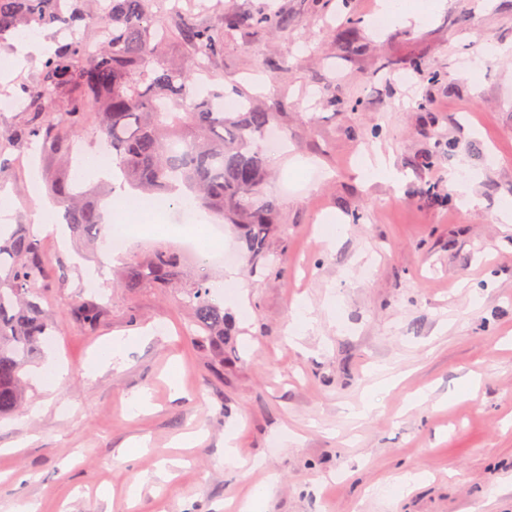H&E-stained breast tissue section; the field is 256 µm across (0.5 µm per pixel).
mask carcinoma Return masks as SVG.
Returning <instances> with one entry per match:
<instances>
[{
	"label": "carcinoma",
	"mask_w": 512,
	"mask_h": 512,
	"mask_svg": "<svg viewBox=\"0 0 512 512\" xmlns=\"http://www.w3.org/2000/svg\"><path fill=\"white\" fill-rule=\"evenodd\" d=\"M154 0H0V40L33 26H58L68 36L42 62L37 80L20 84L15 100L27 113L12 139L35 143L42 154L64 163L85 122L86 107L98 115V135L125 180L144 193L170 196L182 209L219 215L245 241L248 257L267 255L268 230L276 207L261 199L268 171L265 141L274 113L240 103L224 111L225 93L201 87L198 63H209L224 47V27L185 18L174 28L158 25ZM253 26L283 31L284 14L251 18ZM184 49L180 62L163 56L166 40ZM75 236L108 238L105 202L86 199L63 174L47 180ZM182 260L157 249L132 259L122 286L151 281L175 287L179 303L192 311L195 342L224 362L229 322L213 300L205 277L181 287ZM46 287L42 243L28 224L0 230V417L15 413L25 396L23 370L51 336L52 324L34 301ZM73 319L93 331L102 310L92 299L77 304Z\"/></svg>",
	"instance_id": "carcinoma-1"
}]
</instances>
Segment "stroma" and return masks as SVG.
<instances>
[{"instance_id": "obj_1", "label": "stroma", "mask_w": 512, "mask_h": 512, "mask_svg": "<svg viewBox=\"0 0 512 512\" xmlns=\"http://www.w3.org/2000/svg\"><path fill=\"white\" fill-rule=\"evenodd\" d=\"M379 9L163 0L170 27L188 14L291 19L284 32L227 28L209 66L228 98L252 93L288 134L262 187L277 207L268 259L250 268L228 229L234 262L187 266L214 287L238 277L220 298L235 334L219 366L176 293L120 285L129 258L173 248L168 203L111 264L42 236L55 334L24 370L23 406L0 418V512H236L262 486L261 512H512V223L499 213L512 197V56L491 53L512 44V0H447L423 26L366 27ZM22 119L0 111L16 221L61 168L10 140ZM376 149L394 175L358 173ZM87 299L104 312L92 333L71 316ZM304 306L316 322L289 342ZM115 336L133 339L117 366L103 358ZM55 362L67 374L49 390ZM229 442L261 468H226Z\"/></svg>"}]
</instances>
